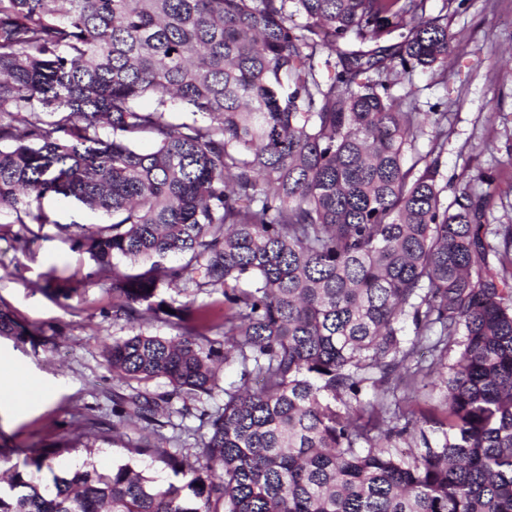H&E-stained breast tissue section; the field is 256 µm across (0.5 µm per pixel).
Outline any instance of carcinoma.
<instances>
[{"instance_id":"cac0c4a2","label":"carcinoma","mask_w":512,"mask_h":512,"mask_svg":"<svg viewBox=\"0 0 512 512\" xmlns=\"http://www.w3.org/2000/svg\"><path fill=\"white\" fill-rule=\"evenodd\" d=\"M426 2L0 0V212L52 224L53 195L106 216L73 239L98 268L150 262L112 281L131 335L105 356L170 390L114 415L167 442L173 400L224 392L189 455L102 468L83 433L24 453L0 512H512V224L489 231L466 184L445 199L448 112L407 158L423 121L391 93L447 65ZM191 286L224 314L163 296ZM27 335L1 303L0 336ZM428 386L444 409L403 407Z\"/></svg>"}]
</instances>
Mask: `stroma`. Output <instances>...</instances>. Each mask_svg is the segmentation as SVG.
Instances as JSON below:
<instances>
[{
  "label": "stroma",
  "instance_id": "1",
  "mask_svg": "<svg viewBox=\"0 0 512 512\" xmlns=\"http://www.w3.org/2000/svg\"><path fill=\"white\" fill-rule=\"evenodd\" d=\"M447 15L457 39L446 73L414 72L393 94L411 97L421 112L447 104L444 181L468 184L487 198L489 227L512 224V0H465ZM44 207L53 223L15 224L0 216V302L33 333L24 343L0 337V364L18 371L19 388L34 379L48 388L26 407L0 408V474L17 462V449L47 448L83 431L101 437L94 460L106 468L151 434L146 423L121 425L112 413L115 396L129 388L113 380L104 351L129 336L130 326L112 318V274L96 273L72 243L74 225L103 216L52 197ZM51 276L85 285L57 301L44 290Z\"/></svg>",
  "mask_w": 512,
  "mask_h": 512
}]
</instances>
